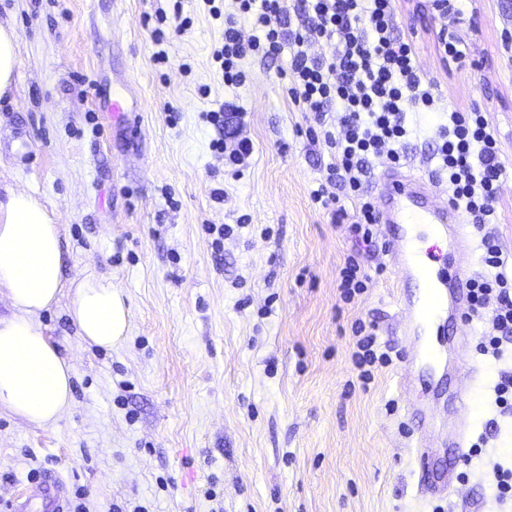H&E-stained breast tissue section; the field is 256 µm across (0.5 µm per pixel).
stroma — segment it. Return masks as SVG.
<instances>
[{
	"mask_svg": "<svg viewBox=\"0 0 512 512\" xmlns=\"http://www.w3.org/2000/svg\"><path fill=\"white\" fill-rule=\"evenodd\" d=\"M181 11H174V2ZM465 66L434 52L427 0H399L396 32L412 37L444 106L488 112L507 181L491 225L512 264V60L502 49L512 0H466ZM165 21H157L158 12ZM17 35L14 82L0 95V198L34 196L60 228L62 276L110 277L131 308L128 336L109 350L84 342L64 290L37 323L72 369V407L35 426L0 409V512L33 482L54 479L83 512H512L495 497L493 463H512V412L494 404L502 357L471 353L488 315L449 312L437 327L438 367L412 354L397 326V271L378 229L364 251L367 290L346 302L339 272L357 244L313 199L332 156L281 75L287 57L245 60L228 86L213 54L224 22L203 0H0ZM166 35L155 44L154 29ZM163 60H156L157 51ZM126 96L113 119L80 85ZM233 104L224 125L209 112ZM245 131L249 166L217 157ZM403 172L445 189L428 135L407 138ZM212 224L232 226L217 241ZM377 325L390 364L369 384L352 354L356 321ZM414 370V388L402 385ZM465 388L469 442L454 492H416L414 408L453 411ZM85 489L77 499V489Z\"/></svg>",
	"mask_w": 512,
	"mask_h": 512,
	"instance_id": "stroma-1",
	"label": "stroma"
}]
</instances>
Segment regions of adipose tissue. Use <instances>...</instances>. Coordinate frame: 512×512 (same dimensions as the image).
Masks as SVG:
<instances>
[{
	"label": "adipose tissue",
	"instance_id": "obj_1",
	"mask_svg": "<svg viewBox=\"0 0 512 512\" xmlns=\"http://www.w3.org/2000/svg\"><path fill=\"white\" fill-rule=\"evenodd\" d=\"M64 287L58 225L32 195L9 192L0 202V288L13 313L0 318V406L37 426L56 423L72 402L71 367L36 322ZM70 313L91 345L109 349L128 334L129 308L111 278L75 283Z\"/></svg>",
	"mask_w": 512,
	"mask_h": 512
}]
</instances>
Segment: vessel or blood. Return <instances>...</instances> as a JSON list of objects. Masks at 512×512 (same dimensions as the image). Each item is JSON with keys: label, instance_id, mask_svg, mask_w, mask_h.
Masks as SVG:
<instances>
[{"label": "vessel or blood", "instance_id": "obj_1", "mask_svg": "<svg viewBox=\"0 0 512 512\" xmlns=\"http://www.w3.org/2000/svg\"><path fill=\"white\" fill-rule=\"evenodd\" d=\"M381 222L392 237L390 261L400 273L402 280L418 279L422 282L419 301L402 298L399 301V315L405 328L416 327L420 322L439 318L449 307L463 309L469 296L460 289L456 295H449L448 285H461L469 278L465 268H458L453 277L436 275L421 265L410 251L407 241L398 232L402 224H430L438 232L451 235L458 252L468 253L472 245L463 232V218L459 209L451 202L442 200L440 193L432 191L419 178L410 177L392 170L383 176ZM420 479L418 492L429 497L444 496L453 486L449 474H436L430 469L432 451L425 441H417L413 447ZM35 497L42 500L47 512H66L65 490L57 482H41L33 489Z\"/></svg>", "mask_w": 512, "mask_h": 512}]
</instances>
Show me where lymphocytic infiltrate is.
Listing matches in <instances>:
<instances>
[{
    "label": "lymphocytic infiltrate",
    "mask_w": 512,
    "mask_h": 512,
    "mask_svg": "<svg viewBox=\"0 0 512 512\" xmlns=\"http://www.w3.org/2000/svg\"><path fill=\"white\" fill-rule=\"evenodd\" d=\"M206 2L224 21V43L214 57L225 84L245 81L247 58L288 53L291 100L325 126L334 158L313 199L334 202L335 188H342L354 208L337 206L333 220L346 223L356 242L372 246L379 217L363 184L374 161L399 163L401 145L414 132L408 112L444 110L415 45L394 31L395 0H299L296 18L285 0H229L223 9L216 0ZM431 9L441 58L464 63L469 45L461 35L462 0H432ZM447 113L436 127L433 156L448 176V198L475 226L496 223L505 169L488 114L478 108ZM479 249L485 270L471 280L469 300L473 311L492 318L478 349L498 358L504 342L512 341V276L496 237L483 235Z\"/></svg>",
    "instance_id": "1"
}]
</instances>
